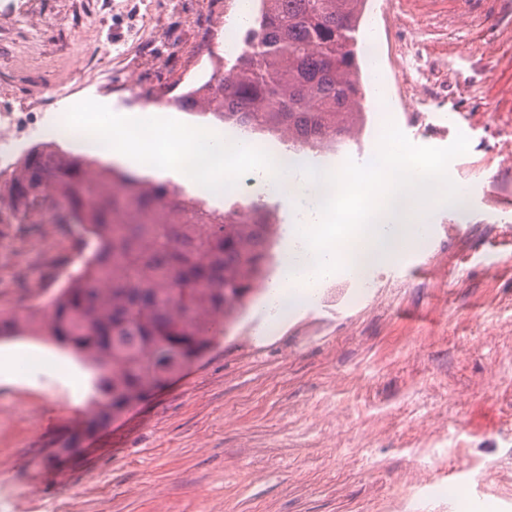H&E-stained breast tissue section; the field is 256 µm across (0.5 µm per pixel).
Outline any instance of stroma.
I'll return each instance as SVG.
<instances>
[{
    "mask_svg": "<svg viewBox=\"0 0 512 512\" xmlns=\"http://www.w3.org/2000/svg\"><path fill=\"white\" fill-rule=\"evenodd\" d=\"M227 0H0V113L95 96L117 111L171 109L224 54L213 27ZM492 0H404L388 26L368 0L358 38L416 45L406 58H361L369 91L395 96L422 80L430 127L387 116L414 144L470 141L450 169L466 193L425 206L429 234L365 275L371 291L312 300L267 334L269 293L184 372L60 449L88 409L89 374L55 353L49 378L29 373L39 349L0 376V512H512V22L487 23ZM375 112L339 168L377 151ZM81 232L5 224L0 311L49 302Z\"/></svg>",
    "mask_w": 512,
    "mask_h": 512,
    "instance_id": "35a3bbf8",
    "label": "stroma"
}]
</instances>
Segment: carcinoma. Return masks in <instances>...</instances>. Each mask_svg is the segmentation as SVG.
<instances>
[{
	"label": "carcinoma",
	"mask_w": 512,
	"mask_h": 512,
	"mask_svg": "<svg viewBox=\"0 0 512 512\" xmlns=\"http://www.w3.org/2000/svg\"><path fill=\"white\" fill-rule=\"evenodd\" d=\"M366 0H260L239 52L207 81L173 99L184 112L212 116L224 129L286 146L283 158L339 153L364 125L368 107L358 37ZM37 148L13 194L21 223L59 201L88 239L90 254L49 303L45 330L90 373L91 431L189 367L218 326L244 305L268 261L275 214L239 204L216 207L168 182L58 160ZM20 316L0 319L1 336L34 330Z\"/></svg>",
	"instance_id": "cac0c4a2"
}]
</instances>
